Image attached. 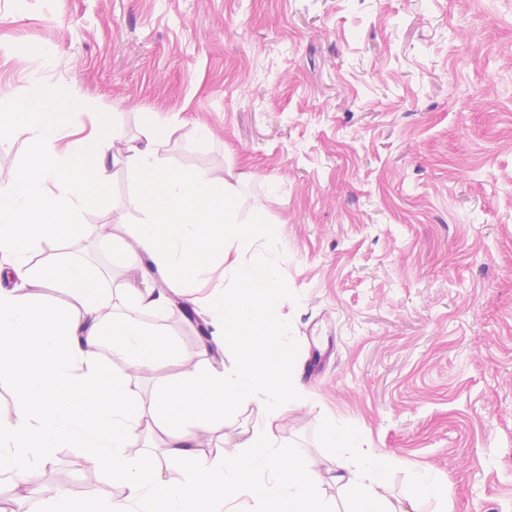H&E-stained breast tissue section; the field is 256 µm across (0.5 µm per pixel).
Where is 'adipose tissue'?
I'll use <instances>...</instances> for the list:
<instances>
[{"label": "adipose tissue", "instance_id": "ef3b65f1", "mask_svg": "<svg viewBox=\"0 0 512 512\" xmlns=\"http://www.w3.org/2000/svg\"><path fill=\"white\" fill-rule=\"evenodd\" d=\"M84 103L64 93L35 91L21 104L24 123L16 135L30 150L12 182L0 184V273L22 280L0 287V371L10 373L19 400L16 417L0 421V467L25 475L56 449H84L92 463L111 472L123 495L88 507L59 496L46 512H234L233 501L249 493L259 512H338L322 487L333 482L359 512H396L389 499V467L379 456L345 457L351 434L344 421L325 433L336 448L333 474L318 462L284 454L272 423L306 397L290 377L288 324L281 315V279L274 259L247 263L227 259L221 277L229 291L203 299L192 285L211 278L209 259L229 244L272 251L261 218L239 220L233 169L185 174L165 167L157 146L167 128L154 114L143 117L132 140L91 134L82 151L60 149ZM122 157L134 175L133 200L141 220L127 247L125 266L130 312L106 324L111 304L96 276L66 262L35 265L37 243L59 230L84 232L77 217L108 192L109 154ZM57 288L68 303L50 306L42 289ZM202 308L214 335L239 356L228 374L201 370L162 391L150 417H143L125 382L96 363L104 335L112 350L135 368L183 363L187 353L160 340L137 316L176 305ZM257 401L258 419L249 439L211 461L198 438L237 403ZM170 439L169 455L186 463V483L162 481L160 466L128 450L143 429Z\"/></svg>", "mask_w": 512, "mask_h": 512}]
</instances>
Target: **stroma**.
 Wrapping results in <instances>:
<instances>
[{"mask_svg":"<svg viewBox=\"0 0 512 512\" xmlns=\"http://www.w3.org/2000/svg\"><path fill=\"white\" fill-rule=\"evenodd\" d=\"M0 85L14 92L0 114L36 85L82 99V138L136 137L155 113L172 130L166 167L243 175L239 214L272 234L307 397L274 423L284 452L332 466L324 430L344 420L350 453L379 454L402 505L413 471L429 470L453 512H512V0H0ZM107 175V202L80 217L87 234L33 254L98 275L119 315L140 214L124 164ZM117 212L125 224L101 235ZM140 320L193 356L141 371L103 343L98 364L143 413L199 366L238 363L220 343L201 353L178 309ZM256 416L238 405L201 453L222 458ZM137 452L185 483L166 436L142 434ZM83 456L56 449L27 494L0 472V500L43 512L61 495L117 496Z\"/></svg>","mask_w":512,"mask_h":512,"instance_id":"stroma-1","label":"stroma"}]
</instances>
